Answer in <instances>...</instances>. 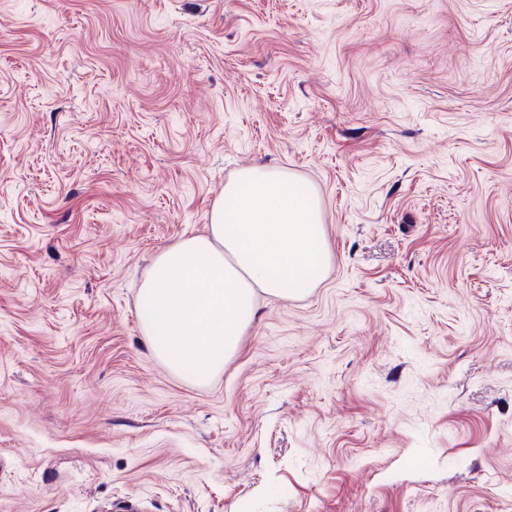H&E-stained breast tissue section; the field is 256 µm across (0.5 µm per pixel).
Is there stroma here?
<instances>
[{"label": "stroma", "instance_id": "obj_1", "mask_svg": "<svg viewBox=\"0 0 512 512\" xmlns=\"http://www.w3.org/2000/svg\"><path fill=\"white\" fill-rule=\"evenodd\" d=\"M330 268L199 385L156 254L244 168ZM512 512V0H0V512Z\"/></svg>", "mask_w": 512, "mask_h": 512}]
</instances>
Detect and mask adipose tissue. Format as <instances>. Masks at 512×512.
I'll use <instances>...</instances> for the list:
<instances>
[{"mask_svg": "<svg viewBox=\"0 0 512 512\" xmlns=\"http://www.w3.org/2000/svg\"><path fill=\"white\" fill-rule=\"evenodd\" d=\"M329 263L315 190L283 169H243L215 200L206 234L154 257L139 289L143 335L172 372L207 381L237 351L258 294H303Z\"/></svg>", "mask_w": 512, "mask_h": 512, "instance_id": "obj_1", "label": "adipose tissue"}]
</instances>
